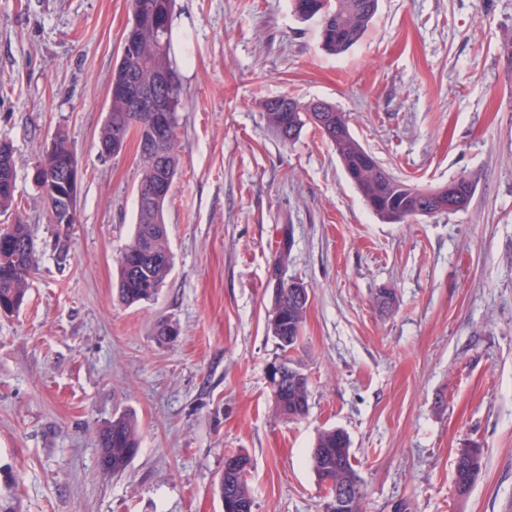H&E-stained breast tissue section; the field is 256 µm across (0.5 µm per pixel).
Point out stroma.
<instances>
[{"label": "stroma", "instance_id": "1", "mask_svg": "<svg viewBox=\"0 0 512 512\" xmlns=\"http://www.w3.org/2000/svg\"><path fill=\"white\" fill-rule=\"evenodd\" d=\"M130 0H0V141L38 269L0 316V512H224V457L250 459L253 512H324L310 465L343 430L362 512H512V0H379L366 36L331 56L290 0H176L173 63L184 147L164 204L172 269L126 305L117 258L131 241L135 140L100 154ZM335 104L393 176L435 188L472 177L470 204L381 222L313 127L290 144L264 100ZM80 170L77 221L52 224L32 182L57 133ZM309 302L290 351L310 409L280 415L267 379L269 269ZM396 305L381 312L379 289ZM176 326L175 339L157 325ZM133 416L119 475L97 436ZM484 467L467 494L459 448ZM483 465V453L479 445L459 448L454 467V483L460 494H465L471 489Z\"/></svg>", "mask_w": 512, "mask_h": 512}]
</instances>
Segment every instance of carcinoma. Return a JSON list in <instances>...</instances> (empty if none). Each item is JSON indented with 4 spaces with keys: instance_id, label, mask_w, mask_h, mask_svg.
Masks as SVG:
<instances>
[{
    "instance_id": "obj_1",
    "label": "carcinoma",
    "mask_w": 512,
    "mask_h": 512,
    "mask_svg": "<svg viewBox=\"0 0 512 512\" xmlns=\"http://www.w3.org/2000/svg\"><path fill=\"white\" fill-rule=\"evenodd\" d=\"M294 12L303 20H317L322 48L340 55L356 45L375 17L379 0H291ZM132 19L123 34L130 42L112 77V99L100 140L112 143V155L124 149L130 130L139 125L143 136L158 145L159 152L141 156L143 166L139 184L166 183L171 186L178 166L182 144L178 139L177 112L183 95L179 75L172 62L173 0H131ZM168 77L163 88L161 108L157 112L134 110L132 93ZM263 109L268 125L285 143L293 142L307 125L313 126L333 146L348 178L356 185L373 213L385 223H405L418 216L435 213L440 204L446 212L466 208L475 193V182L460 176L435 189H419L392 176L352 135L346 113L336 106L316 101L302 103L284 95L266 100ZM75 158L65 136L54 140L51 150L36 165L33 182L47 208L61 205L55 180L65 161ZM16 170L10 144L0 143V210L15 205ZM165 199L152 208L137 211L131 243L119 259V298L128 305L151 299L159 290L172 267L164 221ZM37 268L36 252L27 225L21 221L0 227V310L13 314L25 302L30 277ZM308 300H299L297 289L289 283L277 287V304L267 329L282 352L295 345L301 335ZM283 389L277 394V411L292 419L309 411V380L290 363ZM98 446L101 466L113 473L124 471L136 453L137 433L126 415L115 417L100 429ZM311 465L326 489H341L349 496L348 512H360L362 491L352 464L350 441L340 429L318 433ZM484 465L482 448L468 445L459 449L454 483L459 493H467ZM220 495L231 512H252L253 499L247 478L241 471L226 472L221 477Z\"/></svg>"
}]
</instances>
